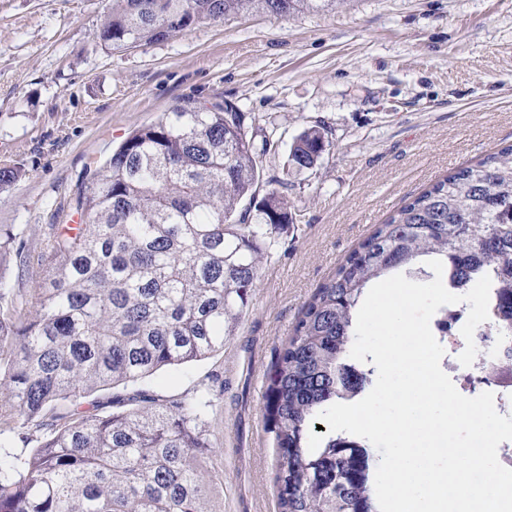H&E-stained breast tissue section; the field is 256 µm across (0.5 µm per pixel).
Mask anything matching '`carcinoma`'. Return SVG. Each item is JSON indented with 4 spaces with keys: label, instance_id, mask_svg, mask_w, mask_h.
Returning a JSON list of instances; mask_svg holds the SVG:
<instances>
[{
    "label": "carcinoma",
    "instance_id": "obj_1",
    "mask_svg": "<svg viewBox=\"0 0 512 512\" xmlns=\"http://www.w3.org/2000/svg\"><path fill=\"white\" fill-rule=\"evenodd\" d=\"M319 2L112 0L99 43L147 45L227 14L287 17ZM277 146L275 130L228 102H188L135 129L78 191L85 223L74 235L58 225L30 300L0 308V435L20 420L37 433L23 461L0 459V512H213L202 463L214 448L199 428L212 400L136 389L105 412L83 399L224 350L268 240L293 223L285 182L257 199ZM331 146L323 127L305 129L286 169L316 168ZM424 259L441 261L453 288L489 276L492 341L512 342V145L420 192L303 306L264 396L280 512H377L365 441L334 432L313 444L316 416L371 384L374 369L350 359L365 289ZM478 367L463 390L492 386Z\"/></svg>",
    "mask_w": 512,
    "mask_h": 512
}]
</instances>
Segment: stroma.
<instances>
[{
	"instance_id": "35a3bbf8",
	"label": "stroma",
	"mask_w": 512,
	"mask_h": 512,
	"mask_svg": "<svg viewBox=\"0 0 512 512\" xmlns=\"http://www.w3.org/2000/svg\"><path fill=\"white\" fill-rule=\"evenodd\" d=\"M112 0H0V286L25 303L54 225L129 132L190 100L229 102L280 137L264 179L294 222L276 234L224 349L143 384L215 395L201 428L214 512H279L264 429L267 376L315 289L385 219L512 143V0H337L278 18L253 9L150 45L96 38ZM327 127L320 166L285 172L293 139Z\"/></svg>"
}]
</instances>
